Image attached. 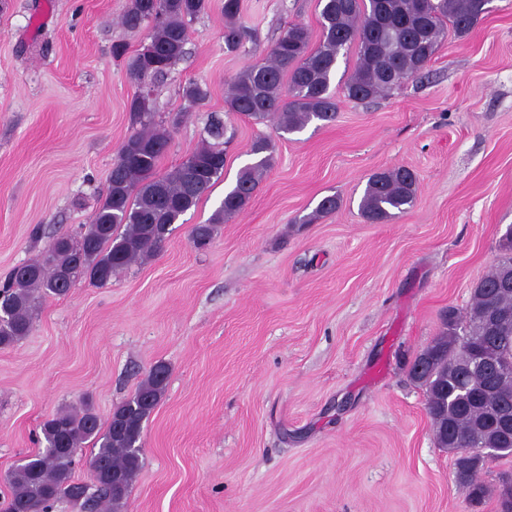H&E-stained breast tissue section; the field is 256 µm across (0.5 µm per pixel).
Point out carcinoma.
<instances>
[{
    "label": "carcinoma",
    "mask_w": 512,
    "mask_h": 512,
    "mask_svg": "<svg viewBox=\"0 0 512 512\" xmlns=\"http://www.w3.org/2000/svg\"><path fill=\"white\" fill-rule=\"evenodd\" d=\"M319 42L303 23H292L271 48L268 62L249 66L233 78L225 96V112L256 121L273 119L284 133L300 132L313 122L336 119L337 104L330 94L331 76L339 54L356 45L357 64L344 88L355 102L386 94L400 81L420 74L431 62L448 31L468 34L491 0H318ZM207 8V0H130L122 22L130 29L149 28L151 51L136 53L129 63L140 84L130 112L138 125L122 144L113 163L108 186L93 221L79 234L52 238L38 254L14 268L0 282V348L29 335L32 315L42 298L62 297L79 281L105 287L112 276L152 258L192 207L224 175V138L227 127L212 116L204 131L216 143H204L189 157L160 176L157 167L171 141L170 122L154 120L151 84L165 77L183 56L188 22ZM224 50L234 53L250 38L240 21V0H224ZM254 162L244 166L234 186L224 193L207 224H197L190 242L206 248L215 225L242 213L274 161L267 138L250 148ZM415 177L401 166L370 175L359 211L365 220L385 224L411 207ZM340 206V198L324 197L303 223L311 224ZM500 315L499 341L487 343L482 315L487 306ZM505 359L512 358V256H505L491 275L474 288L465 314L450 308L443 328L410 363L427 358L416 382L427 395L426 412L432 422L447 426L435 435L437 444L455 456L456 480L475 499L485 489L479 481L483 465L474 463L480 448H491L499 425L487 399V379L471 369L483 346ZM169 369L155 365L130 397L102 423L93 406L56 412L41 425L46 446L9 471L4 481L10 498L3 512H54L68 502L78 512H122L132 483L143 466L142 433L145 421L159 404ZM494 395L512 409V375L493 384ZM90 480L75 479L76 457L86 443Z\"/></svg>",
    "instance_id": "cac0c4a2"
}]
</instances>
